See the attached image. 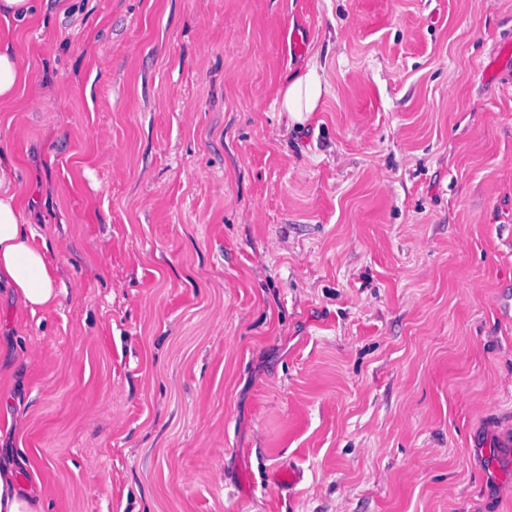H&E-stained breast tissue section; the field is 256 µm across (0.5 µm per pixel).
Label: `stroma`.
<instances>
[{
  "instance_id": "stroma-1",
  "label": "stroma",
  "mask_w": 512,
  "mask_h": 512,
  "mask_svg": "<svg viewBox=\"0 0 512 512\" xmlns=\"http://www.w3.org/2000/svg\"><path fill=\"white\" fill-rule=\"evenodd\" d=\"M13 36L62 293L0 294V455L44 512H512V0H42ZM326 91L323 76L316 68H310L302 76L288 81L280 89L276 102L280 111L289 112L301 122L304 113L316 112Z\"/></svg>"
}]
</instances>
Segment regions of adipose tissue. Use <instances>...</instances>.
I'll return each instance as SVG.
<instances>
[{
    "mask_svg": "<svg viewBox=\"0 0 512 512\" xmlns=\"http://www.w3.org/2000/svg\"><path fill=\"white\" fill-rule=\"evenodd\" d=\"M28 80L9 33H0V102H14ZM326 93L317 69L288 81L279 92L280 111L302 120L316 111ZM17 161L0 150V285L10 289L18 312H37L55 307L60 290L54 268L36 247L26 230L17 181ZM0 512H44L38 487L16 477L11 462H0Z\"/></svg>",
    "mask_w": 512,
    "mask_h": 512,
    "instance_id": "1",
    "label": "adipose tissue"
}]
</instances>
